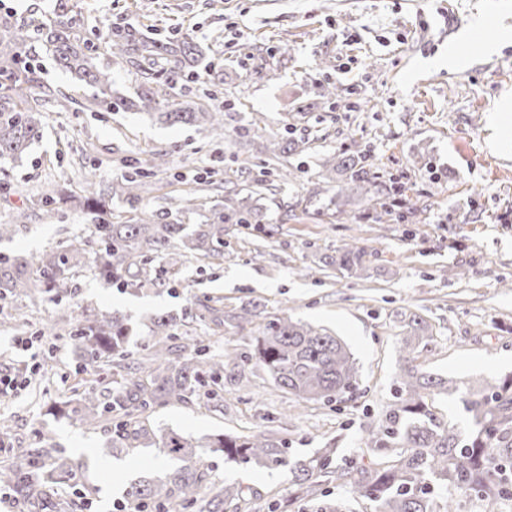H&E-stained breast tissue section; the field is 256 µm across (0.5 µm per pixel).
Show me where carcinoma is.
Returning a JSON list of instances; mask_svg holds the SVG:
<instances>
[{
    "label": "carcinoma",
    "mask_w": 512,
    "mask_h": 512,
    "mask_svg": "<svg viewBox=\"0 0 512 512\" xmlns=\"http://www.w3.org/2000/svg\"><path fill=\"white\" fill-rule=\"evenodd\" d=\"M101 45L89 39L71 0H55L48 16L17 19L0 13V162H20L43 136V111L33 88L39 83V59L49 58L74 75L93 93L89 106L111 111L139 108L169 125L204 126L224 134V113L201 102L185 99L182 77H200L205 62L201 46L189 35L162 42L136 27L107 19L97 34ZM120 59L143 74L133 97H112V67L101 58ZM265 148L276 158L299 149V143L272 135ZM134 175L104 188L94 175L85 179L81 193L59 190L40 200L48 216L68 203L91 217L87 235L74 237L60 250L38 257L0 256V298L5 292L32 296L61 291L66 282L89 267L118 288L142 285L169 287L178 270L177 257H224V231L228 224L266 223L264 208L233 188H224V202L212 205L195 224L182 219L160 222L142 205L141 179L156 175L162 157L145 153L136 160ZM321 185L313 196L297 201L310 204L330 190L334 196L321 209L352 194L363 197L374 211L373 220H409L416 209L406 205L404 183L398 177L383 178L366 156L347 150L326 157L319 172ZM125 201L130 217L112 222L108 202ZM371 252L356 243L347 244L328 264L358 277L367 269ZM159 257L163 264L152 265ZM181 323L175 315L152 318V342L143 350L132 349L129 318L118 312L91 313L70 331L72 345L85 367H107L120 381L109 389L79 384L70 390L61 411L79 425L96 429L112 425V436L100 452L115 456L143 447H158L181 465L163 477L143 478L126 490L124 504L137 512H223L224 505L243 500L234 484L209 487L212 458L284 467L302 499L315 512H346V499L365 501L370 512H500L512 502V376L478 390L448 384L420 371L414 362L418 345L432 340L429 325L417 314L405 323L402 374L394 400L381 423L365 431L357 457L338 459V449L323 448L317 455L293 461L282 438L263 431L250 435L220 434L194 441L180 434L159 437L147 424L154 408L185 402L197 389L217 381L224 363L251 362L263 367L274 388L302 403L333 404L354 400L359 394V374L346 345L322 328L293 319L287 310L269 316L258 329L253 351H225L208 355L203 336H178ZM184 339L173 346L171 342ZM457 395L472 414V426L463 431L437 419L428 398ZM337 482L347 487L348 498L330 499L319 489ZM0 485L11 488L27 512H58L57 492L68 488L87 496L83 463L54 448H37L0 466ZM209 499H204L205 490Z\"/></svg>",
    "instance_id": "carcinoma-1"
}]
</instances>
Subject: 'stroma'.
Returning <instances> with one entry per match:
<instances>
[{"mask_svg": "<svg viewBox=\"0 0 512 512\" xmlns=\"http://www.w3.org/2000/svg\"><path fill=\"white\" fill-rule=\"evenodd\" d=\"M75 2L90 35L108 18L157 39L194 36L212 67L185 80L184 92L223 111L225 132L163 124L134 110L90 111V89L43 60L34 89L45 101L43 137L22 163L0 164V224L14 229L0 240V254L36 257L87 230L91 220L81 212L66 207L49 220L36 205L61 187L80 191L86 172L106 186L131 174L130 159L161 154L165 166L143 190L142 203L164 217L176 214L186 196L221 199L225 187L251 184L254 174L279 163L262 138L245 145L236 130L255 125L305 146L281 162L296 170L294 183L264 191L263 230L232 227L223 259L182 258L173 287L121 290L87 269L60 298L0 299V369L31 364L30 352L15 345L26 337L54 362L49 376L0 400V423L11 427L17 448L40 447L47 430L66 456L83 449L96 492L87 501L67 495V512H115L131 481L179 462L153 447L101 458L96 450L108 430L87 431L54 414L53 405L86 378L67 330L51 325L59 310L76 319L122 312L133 344L144 346L153 317L183 316L182 329L191 334L206 303L226 314L206 331L215 352L252 349L250 331L231 319L251 302L326 328L356 360L357 399L310 404L303 418L286 420L294 398L274 389L263 368L229 363L217 398L202 389L149 417L154 429L194 440L266 430L299 459L330 443L357 452L363 431L377 424L395 392L407 314L424 318L434 337L418 353L420 370L456 384L512 373V0ZM485 43L494 51H482ZM452 50L466 59L454 71ZM323 85L338 88L340 103L320 97ZM350 147L368 151L380 169L407 176L410 197L425 208L420 223H372L356 200L334 216L297 207L315 188L323 158ZM354 238L371 252L370 273L361 278L324 263ZM210 482L258 492L260 512L303 508L284 469L218 458Z\"/></svg>", "mask_w": 512, "mask_h": 512, "instance_id": "35a3bbf8", "label": "stroma"}]
</instances>
